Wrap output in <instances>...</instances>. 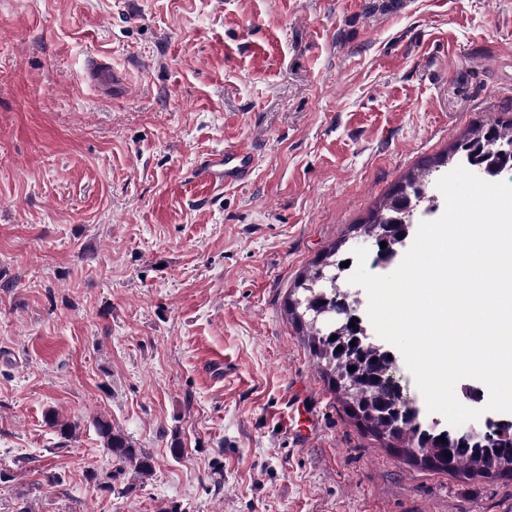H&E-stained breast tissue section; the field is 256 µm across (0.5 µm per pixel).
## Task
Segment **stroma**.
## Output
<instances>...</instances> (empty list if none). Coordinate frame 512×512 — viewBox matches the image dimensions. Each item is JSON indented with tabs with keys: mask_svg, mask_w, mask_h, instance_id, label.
<instances>
[{
	"mask_svg": "<svg viewBox=\"0 0 512 512\" xmlns=\"http://www.w3.org/2000/svg\"><path fill=\"white\" fill-rule=\"evenodd\" d=\"M494 121L512 0H0V512H512V480L364 433L286 313L409 171ZM239 144L247 182L196 185ZM95 427L103 447L116 460L129 463L141 475L150 476L154 466L152 458L138 448H134L130 440L121 431L112 427V423L97 419Z\"/></svg>",
	"mask_w": 512,
	"mask_h": 512,
	"instance_id": "obj_1",
	"label": "stroma"
}]
</instances>
